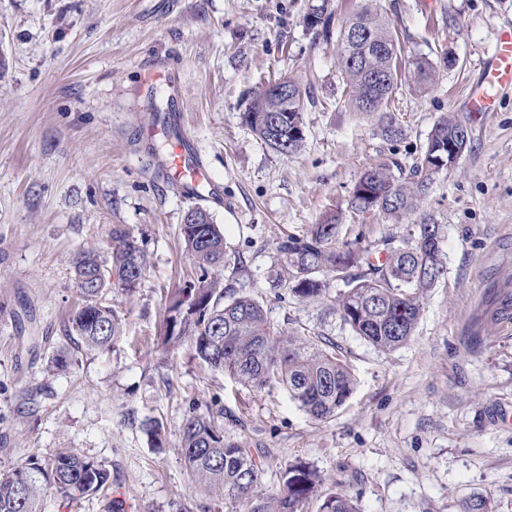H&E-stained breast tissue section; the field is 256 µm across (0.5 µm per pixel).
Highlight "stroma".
Returning a JSON list of instances; mask_svg holds the SVG:
<instances>
[{"label": "stroma", "mask_w": 512, "mask_h": 512, "mask_svg": "<svg viewBox=\"0 0 512 512\" xmlns=\"http://www.w3.org/2000/svg\"><path fill=\"white\" fill-rule=\"evenodd\" d=\"M0 0V473L68 449L106 468L102 494L47 491L43 512H229L195 490L180 455L189 409L224 413L278 489L288 465L308 463L361 512H459L485 500L512 512V319L500 315L512 282V91L476 117L465 95L512 22V0H330L332 38L309 29L319 0ZM397 33L403 61L439 63L426 91H395L401 139L376 118L344 112L335 34L362 7ZM162 75L149 88L148 75ZM312 98L306 143L292 155L256 141L241 100L273 74ZM173 104L205 156L222 202L205 201L224 233L222 286L258 298L276 327L336 341L357 387L324 423L280 385L242 386L163 348L169 296L194 278L179 228L191 203L160 174L151 146L155 110ZM466 125L468 145L422 203L446 225L447 272L424 298L413 339L382 352L326 306L280 299L268 278L274 243L336 213L341 240L376 243L389 226L348 206L361 173L407 163L442 115ZM126 225L149 267L139 288L104 291L124 333L107 351L68 345L78 304L73 260L97 250L112 264L110 232ZM67 347L69 369L51 357ZM162 418L163 450L141 422Z\"/></svg>", "instance_id": "obj_1"}]
</instances>
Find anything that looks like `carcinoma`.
Returning <instances> with one entry per match:
<instances>
[{
  "label": "carcinoma",
  "mask_w": 512,
  "mask_h": 512,
  "mask_svg": "<svg viewBox=\"0 0 512 512\" xmlns=\"http://www.w3.org/2000/svg\"><path fill=\"white\" fill-rule=\"evenodd\" d=\"M328 0L313 5L308 15L321 20L330 32ZM358 28L360 41L346 38ZM337 56L345 89L340 109L363 112L364 97L373 94L378 134L387 141L403 136L398 115L390 108L402 81L427 88L436 81L439 67L427 57L412 60L401 71L397 36L382 15L362 9L340 31ZM297 91L294 98L269 95L264 90L249 96L242 121L268 148L294 154L304 146L303 111L307 91L290 76L278 78ZM461 122L442 117L427 144L412 161H396L364 172L355 184L349 207L384 220L410 221L405 233L387 232L381 246L364 244L360 233L352 241L339 240L336 215L329 214L301 234H285L275 243L269 270L271 286L300 303L329 305L343 324L372 346L392 352L415 335L423 300L446 271L443 250L445 225L421 212L424 197L437 173L428 171L430 157H448V144ZM398 173H393L391 167ZM187 253L198 267L197 280L175 291L166 318L164 343L190 344L194 357L238 383L263 389L282 385L312 420L325 422L350 399L356 379L336 352V342L313 338L301 330L285 331L269 320L261 301L222 288L210 271L224 266V234L202 207L189 209L180 226ZM112 268L100 263L93 250L78 253L73 268L82 303L69 316L67 331L89 349L109 350L121 336L120 319L99 298L114 285L132 293L144 278L148 260L137 238L123 224L112 225ZM343 290L331 295L332 281ZM155 448H162L164 425L156 417L143 421ZM181 456L194 488L233 508L246 512H304L312 497L321 501L320 512H360L357 502L341 489L324 486L317 472L299 462L288 466L278 490L258 493L261 469L245 446L224 434V410L199 415L191 408L183 419ZM111 474L97 463L71 451L58 452L48 466L28 462L0 476V512H42L45 492L53 488L65 495L92 494L103 489Z\"/></svg>",
  "instance_id": "obj_1"
}]
</instances>
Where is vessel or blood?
Returning <instances> with one entry per match:
<instances>
[{"instance_id":"obj_1","label":"vessel or blood","mask_w":512,"mask_h":512,"mask_svg":"<svg viewBox=\"0 0 512 512\" xmlns=\"http://www.w3.org/2000/svg\"><path fill=\"white\" fill-rule=\"evenodd\" d=\"M512 87V24L498 31L493 51L483 64L481 78L474 82L466 98L473 115L494 111L500 90ZM159 167L187 198L218 199L220 188L213 180L208 165L192 141L181 135L170 136Z\"/></svg>"}]
</instances>
